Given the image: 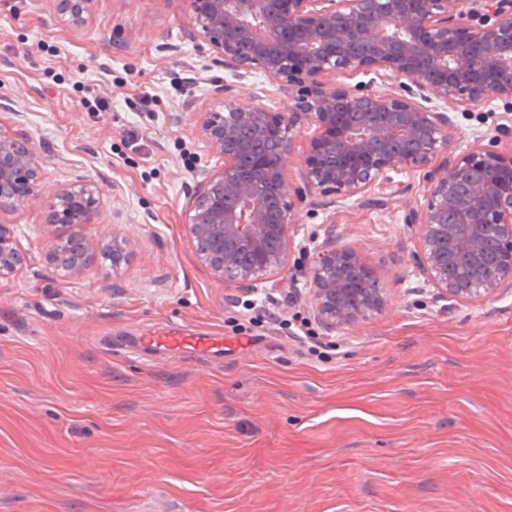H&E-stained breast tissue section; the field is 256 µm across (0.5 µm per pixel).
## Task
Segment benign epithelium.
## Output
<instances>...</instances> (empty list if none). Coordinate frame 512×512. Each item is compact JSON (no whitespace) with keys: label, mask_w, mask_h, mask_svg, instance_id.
Here are the masks:
<instances>
[{"label":"benign epithelium","mask_w":512,"mask_h":512,"mask_svg":"<svg viewBox=\"0 0 512 512\" xmlns=\"http://www.w3.org/2000/svg\"><path fill=\"white\" fill-rule=\"evenodd\" d=\"M57 16L79 27L95 0H55ZM186 30L212 61L234 73L260 69L288 93L289 112L244 106L228 84L212 95L221 110L206 112L198 134L224 156V168L200 174L189 197L185 230L198 260L221 282L250 285L288 265L296 205L320 190L362 204L387 206L399 195L370 199L392 174L427 171L426 209L415 259L448 299L467 303L512 290V0H191ZM383 70L398 91L331 78ZM436 99L462 107L499 103L504 123L488 140L441 170L453 119L425 106ZM312 127L300 160L303 187L291 188L292 136L298 119ZM40 157L28 135L0 123V278L28 264L15 225L6 217L41 201L45 223L93 224L100 196L89 183L41 196ZM66 238L46 252L72 278L93 263V243L66 262ZM131 244L112 238V266ZM314 317L328 331L352 326L386 305L379 279L352 249L325 248L307 269Z\"/></svg>","instance_id":"1"}]
</instances>
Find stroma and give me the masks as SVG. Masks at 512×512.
Wrapping results in <instances>:
<instances>
[{
  "instance_id": "1",
  "label": "stroma",
  "mask_w": 512,
  "mask_h": 512,
  "mask_svg": "<svg viewBox=\"0 0 512 512\" xmlns=\"http://www.w3.org/2000/svg\"><path fill=\"white\" fill-rule=\"evenodd\" d=\"M190 22L189 0H96L78 29L54 0H0V123L31 136L44 190L97 186L78 233L132 244L120 268L67 278L44 260L41 203L11 218L30 261L0 278V512H512V292L461 304L420 272L406 216L424 173L396 175L386 209L314 194L285 271L251 287L198 261L189 194L224 165L197 133L211 85L273 111L288 98L214 65ZM96 96L109 110H85ZM435 108L454 120L439 168L501 122L496 104ZM329 243L387 294L331 333L302 274ZM168 327L224 350L144 351Z\"/></svg>"
}]
</instances>
